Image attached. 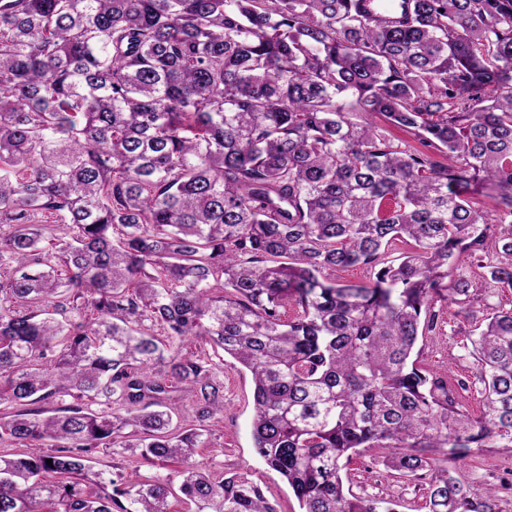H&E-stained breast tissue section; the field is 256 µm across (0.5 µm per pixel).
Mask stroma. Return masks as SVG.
<instances>
[{"label":"stroma","mask_w":512,"mask_h":512,"mask_svg":"<svg viewBox=\"0 0 512 512\" xmlns=\"http://www.w3.org/2000/svg\"><path fill=\"white\" fill-rule=\"evenodd\" d=\"M462 271L477 283L474 310L489 313L512 306V290L486 281L476 259H469ZM435 308L440 313L437 329L418 343L421 364L445 377L474 381L476 367L469 342L472 323L446 302H436ZM223 380L224 411L206 423L210 445L199 449V464L228 475L249 474L278 512H298L291 489L255 453L251 434L254 384L250 372L228 359L224 362ZM455 468L476 491L494 489L499 512H512V448L484 449L457 460ZM350 469L354 492L374 500L399 501L401 512H424L420 483L395 474L377 458L354 457Z\"/></svg>","instance_id":"obj_1"}]
</instances>
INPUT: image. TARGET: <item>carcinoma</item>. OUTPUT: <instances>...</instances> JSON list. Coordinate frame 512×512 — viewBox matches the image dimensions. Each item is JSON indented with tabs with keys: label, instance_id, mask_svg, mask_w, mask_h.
<instances>
[{
	"label": "carcinoma",
	"instance_id": "obj_1",
	"mask_svg": "<svg viewBox=\"0 0 512 512\" xmlns=\"http://www.w3.org/2000/svg\"><path fill=\"white\" fill-rule=\"evenodd\" d=\"M480 196L512 289V0H0V445L32 449L0 454V512H171L167 475L82 483L100 446L178 465L188 512H278L195 460L226 355L300 512H397L345 487L363 451L429 477L425 512H497L453 467L512 447V307L448 279ZM439 299L477 320L478 416L414 358Z\"/></svg>",
	"mask_w": 512,
	"mask_h": 512
}]
</instances>
